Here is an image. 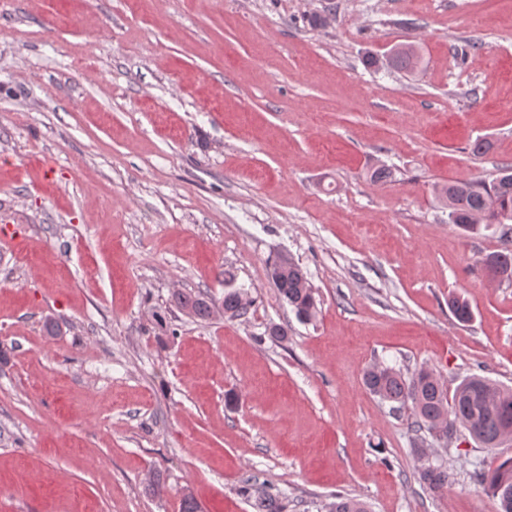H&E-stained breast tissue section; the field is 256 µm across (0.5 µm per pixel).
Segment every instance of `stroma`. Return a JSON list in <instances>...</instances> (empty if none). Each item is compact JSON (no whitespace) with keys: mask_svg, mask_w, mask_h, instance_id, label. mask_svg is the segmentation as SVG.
I'll list each match as a JSON object with an SVG mask.
<instances>
[{"mask_svg":"<svg viewBox=\"0 0 512 512\" xmlns=\"http://www.w3.org/2000/svg\"><path fill=\"white\" fill-rule=\"evenodd\" d=\"M510 165L512 0H0V512H254L253 474L286 512H496L472 473L512 441L427 438L436 493L363 374L512 387L504 241L438 197ZM228 271L246 317L176 306ZM481 263L484 267L490 269L501 279L507 280L512 284V252L508 247L501 251L486 254ZM271 276L281 301L291 306L300 320H311L316 312V301L302 268L281 256L272 264ZM421 481L434 491L448 487V471L442 465H433L428 461L420 472Z\"/></svg>","mask_w":512,"mask_h":512,"instance_id":"obj_1","label":"stroma"}]
</instances>
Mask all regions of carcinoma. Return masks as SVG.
I'll return each instance as SVG.
<instances>
[{
  "instance_id": "carcinoma-1",
  "label": "carcinoma",
  "mask_w": 512,
  "mask_h": 512,
  "mask_svg": "<svg viewBox=\"0 0 512 512\" xmlns=\"http://www.w3.org/2000/svg\"><path fill=\"white\" fill-rule=\"evenodd\" d=\"M390 63L397 70L410 72L419 64V56L415 52L397 51ZM440 196L448 206L449 221L464 231L475 233L482 228L496 229L504 222L512 223V178L451 184L441 189ZM481 263L499 278L512 283L511 249L505 247L489 253ZM271 276L281 301L291 306L300 320L312 319L316 301L302 268L290 259L279 257L272 264ZM177 302L181 310L201 320L215 314V305L199 293H182ZM249 306L244 289L224 290V315L243 318ZM448 306L459 322L472 320L473 312L466 300L452 296L448 298ZM363 381L372 394L390 403L392 410L411 406L419 431L432 435L439 429L454 432L462 427L489 447L512 440L501 424L504 414L512 415V389L485 377L473 375L464 379L451 401L434 372L426 367L407 378L394 367L373 366L364 372ZM420 479L435 491L448 487V471L430 462L421 469ZM476 480L497 500L498 512H512L511 459L489 474L477 473ZM241 492L253 501L256 512H284L282 493L272 485L259 484L255 476L243 480ZM328 512H367V506L355 498L338 495L336 501L329 504Z\"/></svg>"
}]
</instances>
